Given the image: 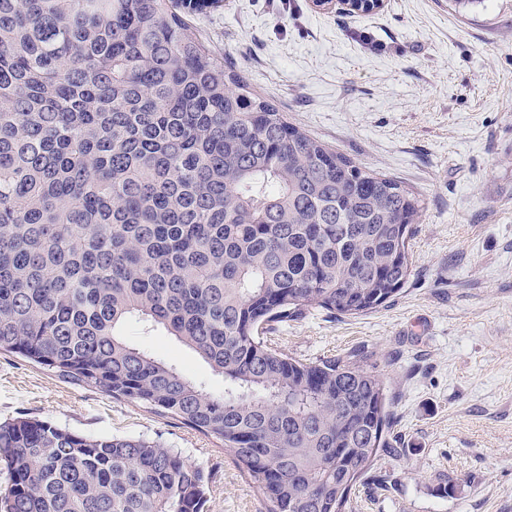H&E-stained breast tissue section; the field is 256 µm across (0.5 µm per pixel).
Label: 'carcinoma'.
Segmentation results:
<instances>
[{
	"mask_svg": "<svg viewBox=\"0 0 512 512\" xmlns=\"http://www.w3.org/2000/svg\"><path fill=\"white\" fill-rule=\"evenodd\" d=\"M223 0H0V354L224 444L268 512H346L394 403L360 352L267 330L352 316L415 266L420 195L312 138L188 17ZM136 317L224 378L126 342ZM0 512H203L207 478L143 438L0 422Z\"/></svg>",
	"mask_w": 512,
	"mask_h": 512,
	"instance_id": "obj_1",
	"label": "carcinoma"
}]
</instances>
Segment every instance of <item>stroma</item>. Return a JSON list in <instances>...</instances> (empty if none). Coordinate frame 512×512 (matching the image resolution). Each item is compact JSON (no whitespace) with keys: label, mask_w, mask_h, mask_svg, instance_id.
<instances>
[{"label":"stroma","mask_w":512,"mask_h":512,"mask_svg":"<svg viewBox=\"0 0 512 512\" xmlns=\"http://www.w3.org/2000/svg\"><path fill=\"white\" fill-rule=\"evenodd\" d=\"M251 89L311 136L420 193L415 270L378 310L313 313L269 333L302 360L364 351L391 386L393 452L349 512H512V0H384L371 13L313 0H224L192 17ZM126 340L224 389L166 331ZM156 440L206 476L205 512H267L222 443L180 420L0 354V422ZM456 485L453 496L439 485Z\"/></svg>","instance_id":"obj_1"}]
</instances>
